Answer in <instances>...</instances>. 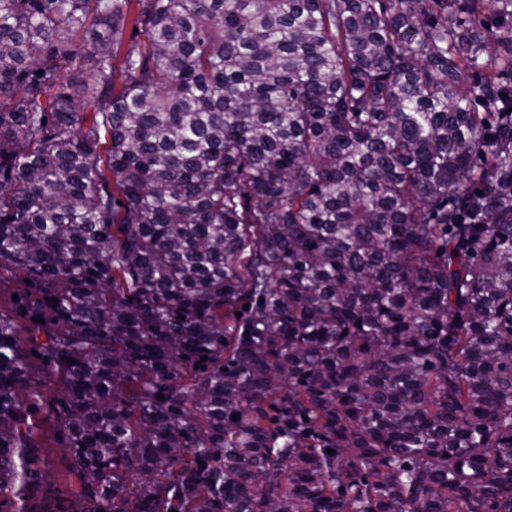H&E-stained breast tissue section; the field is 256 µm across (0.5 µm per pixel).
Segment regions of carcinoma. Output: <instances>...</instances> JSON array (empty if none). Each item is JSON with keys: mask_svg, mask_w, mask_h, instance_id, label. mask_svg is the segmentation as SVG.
Instances as JSON below:
<instances>
[{"mask_svg": "<svg viewBox=\"0 0 512 512\" xmlns=\"http://www.w3.org/2000/svg\"><path fill=\"white\" fill-rule=\"evenodd\" d=\"M509 108L512 0H0V512H512ZM25 275L12 270H0V310L2 313L15 317L22 325L27 326V318L23 316V306L20 302L27 288H37ZM13 294H17L18 301L13 300ZM21 336L22 341L27 346L28 368H27V382L21 385L17 390V397L25 404L31 402V387L41 386L45 391V396L52 397L49 390L53 387L51 378L49 377L48 370L43 366L42 361L33 353L32 347L27 342V333L23 332ZM34 438L40 455L51 465L49 480L54 490L61 495H67L71 480L65 461L67 452L52 423L47 420L40 422Z\"/></svg>", "mask_w": 512, "mask_h": 512, "instance_id": "1", "label": "carcinoma"}]
</instances>
